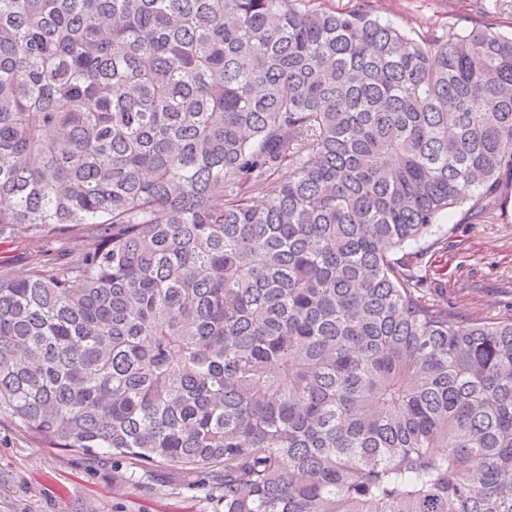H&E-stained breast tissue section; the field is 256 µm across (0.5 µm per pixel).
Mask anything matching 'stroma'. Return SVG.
Here are the masks:
<instances>
[{"label":"stroma","instance_id":"stroma-1","mask_svg":"<svg viewBox=\"0 0 512 512\" xmlns=\"http://www.w3.org/2000/svg\"><path fill=\"white\" fill-rule=\"evenodd\" d=\"M373 15L411 37L472 28L480 0H368ZM438 233L436 258L447 279L432 284L458 318L512 316V208L484 219L452 210ZM131 466L105 453L43 447L0 415V512H213L208 480L165 467L130 479Z\"/></svg>","mask_w":512,"mask_h":512}]
</instances>
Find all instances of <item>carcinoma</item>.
Here are the masks:
<instances>
[{
  "label": "carcinoma",
  "mask_w": 512,
  "mask_h": 512,
  "mask_svg": "<svg viewBox=\"0 0 512 512\" xmlns=\"http://www.w3.org/2000/svg\"><path fill=\"white\" fill-rule=\"evenodd\" d=\"M511 202L491 23L0 0V242L34 254L0 265V414L203 473L214 512H512V317L448 313L419 247Z\"/></svg>",
  "instance_id": "obj_1"
}]
</instances>
